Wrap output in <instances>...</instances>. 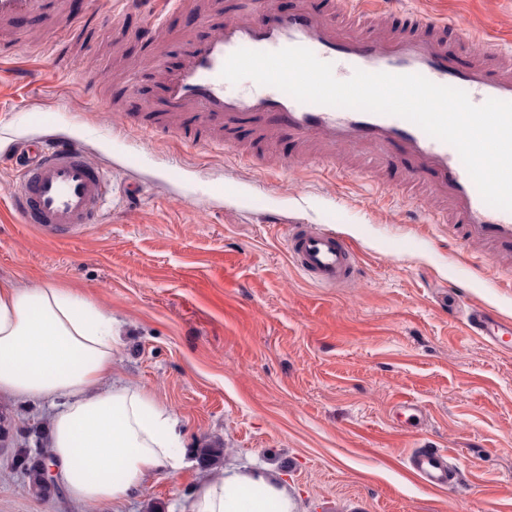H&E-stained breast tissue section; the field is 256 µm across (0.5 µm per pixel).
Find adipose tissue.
<instances>
[{
  "instance_id": "ef3b65f1",
  "label": "adipose tissue",
  "mask_w": 512,
  "mask_h": 512,
  "mask_svg": "<svg viewBox=\"0 0 512 512\" xmlns=\"http://www.w3.org/2000/svg\"><path fill=\"white\" fill-rule=\"evenodd\" d=\"M113 319L76 290L0 281V394L57 399L49 446L68 493L90 512L124 501L157 468L179 471L178 418L145 390L106 385L115 366ZM188 512H288L263 474H218L194 490Z\"/></svg>"
}]
</instances>
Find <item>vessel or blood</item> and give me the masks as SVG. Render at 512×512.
I'll return each instance as SVG.
<instances>
[{"instance_id":"1","label":"vessel or blood","mask_w":512,"mask_h":512,"mask_svg":"<svg viewBox=\"0 0 512 512\" xmlns=\"http://www.w3.org/2000/svg\"><path fill=\"white\" fill-rule=\"evenodd\" d=\"M49 0H0V23L15 18L50 19ZM171 0H118L120 12L158 18ZM216 20L209 33L190 41L180 63L157 73L160 97L151 104L154 128L177 133L181 141L225 144V131L248 127L254 143L273 149L289 135L299 158L309 156L336 173L345 166L339 149L369 147L395 152L406 165L407 195L426 185L440 201L433 221L460 226L465 244L494 249L512 260V211L484 202L457 150L416 124L393 115L304 103L272 86L237 89L221 75L226 59L246 48L273 52L301 46L331 63L335 78L355 71L419 74L433 83L465 91L473 104L512 101V51L501 39L483 35L482 49L459 65L448 49V26L424 15H408L397 29H373L385 13V0H333L330 10L311 0L280 12L259 0L245 19H224L229 0H208ZM18 188L11 205L20 223L33 225L56 241L98 223L110 185L83 145L58 138L21 147L12 157ZM286 250L294 267L310 281L335 288L351 283L360 271L355 250L324 228L292 226ZM466 328L492 345L512 340V320L474 305ZM425 484L445 489L461 471L443 448H416L408 457Z\"/></svg>"}]
</instances>
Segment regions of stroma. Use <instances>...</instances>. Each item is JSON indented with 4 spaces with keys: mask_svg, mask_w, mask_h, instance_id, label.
I'll list each match as a JSON object with an SVG mask.
<instances>
[{
    "mask_svg": "<svg viewBox=\"0 0 512 512\" xmlns=\"http://www.w3.org/2000/svg\"><path fill=\"white\" fill-rule=\"evenodd\" d=\"M388 22L421 13L453 25L468 64L481 34L512 38V0H395ZM209 22L177 7L154 26L115 0H66L45 22L10 23L0 62V280L76 288L111 312L114 375L168 406L186 448L218 440L227 472H261L293 512H512V349L467 334L465 307L512 318V275L480 246L396 194L405 165L340 176L297 160L279 169L215 144L142 129L155 64L176 66ZM80 139L112 182L100 223L44 240L9 210L21 142ZM352 243L361 272L312 284L284 248L290 225ZM410 401L418 418L399 408ZM16 438L47 429L57 403L0 398ZM414 448H445L461 480L422 484ZM0 451V512H88L66 489L32 497ZM162 468L99 512H183L209 477Z\"/></svg>",
    "mask_w": 512,
    "mask_h": 512,
    "instance_id": "1",
    "label": "stroma"
}]
</instances>
